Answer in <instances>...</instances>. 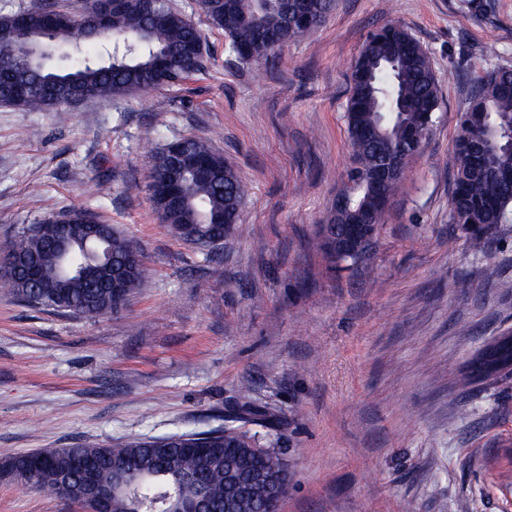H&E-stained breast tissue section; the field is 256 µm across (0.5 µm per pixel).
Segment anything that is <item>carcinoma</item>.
Here are the masks:
<instances>
[{
  "label": "carcinoma",
  "instance_id": "carcinoma-1",
  "mask_svg": "<svg viewBox=\"0 0 512 512\" xmlns=\"http://www.w3.org/2000/svg\"><path fill=\"white\" fill-rule=\"evenodd\" d=\"M212 24L224 30L228 51L243 65H256L268 59L273 46L268 38L283 33L285 17L275 8L258 9L257 0H237V7L224 10V0H210L202 7ZM180 12L155 0H128V4L111 12L105 25L96 24L86 6L73 13L58 9H35L0 14V33L23 22L33 36L49 35L54 43L66 46L71 41L80 43L105 40L108 33L117 35L113 41L112 56L106 60L82 54V58L68 67L50 64L42 59L29 66L9 64L6 43L0 39V70L7 72L0 80V104L15 106L29 112L62 111L61 104L52 105L49 98L61 97L64 91L51 88L43 94L47 83L77 82L93 96L112 97L146 88L173 85L202 67L203 53L192 57L183 54L190 43L203 44L197 29L184 26ZM372 57L357 58L353 71L348 111L355 116L348 119V133L354 156V168L365 171L376 158L386 154L398 139L401 125L416 123L422 113L436 112L439 104V86L427 52L420 43L400 25L390 24L367 36ZM180 58L187 65L178 68V74L159 76L155 62L160 56ZM390 60L394 70L377 68V60ZM512 82V70L495 67L478 76L470 104L460 115L458 135L454 145V186L449 205L456 211V223L471 229L472 248L483 251L489 229L512 220V178L483 175L474 169L468 152V142L491 137L496 132H512V95L503 89ZM379 126L382 135L366 137L363 129ZM214 165L207 173L188 168L182 177L181 198L174 211L178 223L185 225L184 241L211 236L216 225L232 218L236 205L245 196V186L237 173L224 163V158L213 156ZM492 165L500 172L512 174V146L508 138L496 147ZM348 208L355 210L379 209L380 202L362 178L347 174ZM78 219L90 224L95 217L84 210H73L64 216L51 215L36 224H24L17 231L8 250L23 253L34 259L43 271L35 283L9 280L7 284L15 299L26 305L76 316L97 317L118 311L144 277L142 259H137L125 286V298L112 300L108 273L103 272L89 280L65 277L57 269L55 225L61 218ZM107 242L94 240L73 248L75 260L82 261L94 251L108 252L112 260L128 257L141 249L120 236L112 225H101ZM486 368L497 370L512 367V337L504 336L488 346ZM244 414L258 425L272 429L273 414L244 406ZM227 429L199 434L167 436L150 440H128L116 445L84 444L74 452L93 458L98 465V477L103 483L112 481V466L123 463L132 470L131 484L125 496L114 504L111 512H162L171 495L185 498L194 492L183 482V475L192 474L210 495L212 512H224L225 475L233 467L237 475L253 469L276 474L283 467L285 453L279 448L256 447V435L244 432L241 448L224 447ZM54 465L62 470L77 471L71 452L63 448H49ZM42 454L32 451L0 457V472L8 475L18 486L45 492L66 499L61 488L45 478L25 476L29 461Z\"/></svg>",
  "mask_w": 512,
  "mask_h": 512
}]
</instances>
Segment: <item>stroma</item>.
<instances>
[{
  "label": "stroma",
  "instance_id": "obj_1",
  "mask_svg": "<svg viewBox=\"0 0 512 512\" xmlns=\"http://www.w3.org/2000/svg\"><path fill=\"white\" fill-rule=\"evenodd\" d=\"M204 62L183 82L58 112L0 105V246L75 207L142 250L119 312L70 317L0 284V455L202 432L243 404L277 415L281 512H512V374L468 383L512 330V223L472 250L449 220L457 120L478 75L512 67V0H334L306 38L242 67L198 5ZM403 25L426 50L440 107L366 258L315 248L347 183L351 69L367 35ZM495 45L497 57L485 54ZM206 141L248 187L224 243L162 224L150 153ZM0 512H80L0 475Z\"/></svg>",
  "mask_w": 512,
  "mask_h": 512
}]
</instances>
